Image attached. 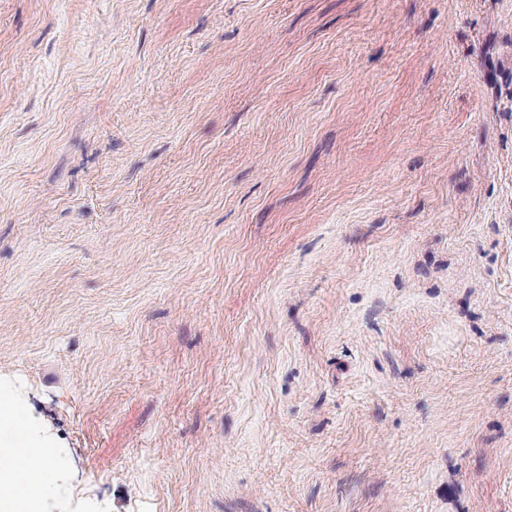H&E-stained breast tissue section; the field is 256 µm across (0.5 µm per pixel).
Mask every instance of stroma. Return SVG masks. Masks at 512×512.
Listing matches in <instances>:
<instances>
[{"mask_svg": "<svg viewBox=\"0 0 512 512\" xmlns=\"http://www.w3.org/2000/svg\"><path fill=\"white\" fill-rule=\"evenodd\" d=\"M0 387L58 512H512V0H0Z\"/></svg>", "mask_w": 512, "mask_h": 512, "instance_id": "1", "label": "stroma"}]
</instances>
